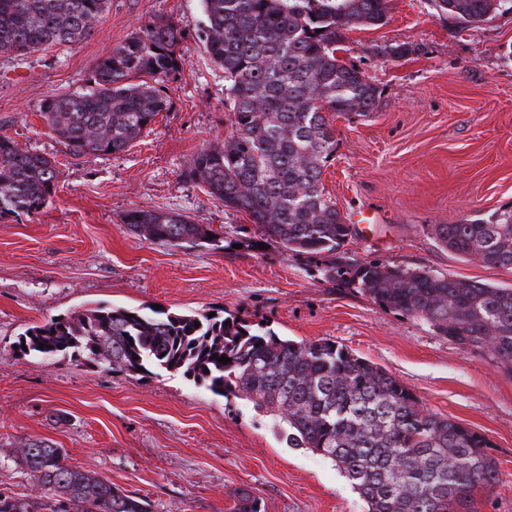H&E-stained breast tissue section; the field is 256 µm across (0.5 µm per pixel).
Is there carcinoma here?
Instances as JSON below:
<instances>
[{
    "instance_id": "cac0c4a2",
    "label": "carcinoma",
    "mask_w": 512,
    "mask_h": 512,
    "mask_svg": "<svg viewBox=\"0 0 512 512\" xmlns=\"http://www.w3.org/2000/svg\"><path fill=\"white\" fill-rule=\"evenodd\" d=\"M204 51L224 70L231 133L190 160L183 176L224 207L245 213L266 240L303 259L319 280L359 288L381 307L430 324L462 349L488 351L512 373V285L360 262L343 250L353 229L325 194L323 169L336 149L327 114L372 111L377 88L343 62L344 33L374 27L387 0H203ZM109 0H0V56L76 44ZM440 11L479 23L512 0H435ZM184 36L159 19L96 61L91 89L48 100L43 117L75 157L122 153L170 109L163 83L178 72ZM54 159L0 134V219L33 213L51 197ZM123 223L150 242L218 246L210 229L176 212L135 208ZM446 249L512 269V206L488 218L434 225ZM46 348H39V344ZM68 351L138 374L177 372L214 394L243 396L268 414L293 448L332 460L368 512H474V492L499 481L487 440L421 407L377 364L336 341L283 339L234 317L97 306L25 330L16 352ZM231 359L223 365L214 356ZM40 493L0 491V512H150L91 470L64 463L44 441L19 449ZM234 512H261L244 489Z\"/></svg>"
}]
</instances>
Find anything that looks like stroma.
Here are the masks:
<instances>
[{
    "label": "stroma",
    "instance_id": "35a3bbf8",
    "mask_svg": "<svg viewBox=\"0 0 512 512\" xmlns=\"http://www.w3.org/2000/svg\"><path fill=\"white\" fill-rule=\"evenodd\" d=\"M174 22L187 51L165 84L171 108L125 152L68 154L50 134L47 99L91 86L96 61L141 24ZM203 0H111L74 45L0 56V134L56 161L58 183L38 211L0 220V489L37 492L13 460L27 440L62 448L151 512H233L239 489L263 512H366L327 458L288 447L271 419L238 396L181 374H126L86 359L17 356L27 328L99 304L212 312L279 336L329 338L400 380L431 412L484 436L500 480L474 494L476 512H512V374L361 291L318 282L246 214L225 209L183 171L231 131L224 72L199 38ZM406 42L394 59L382 46ZM341 56L378 88L372 114H330L336 150L323 171L343 216H379L354 230L352 258L424 266L500 286L512 269L445 249L433 227L512 205V12L466 24L431 0H388L385 23L344 34ZM177 212L213 229L222 248H177L131 233L130 209Z\"/></svg>",
    "mask_w": 512,
    "mask_h": 512
}]
</instances>
